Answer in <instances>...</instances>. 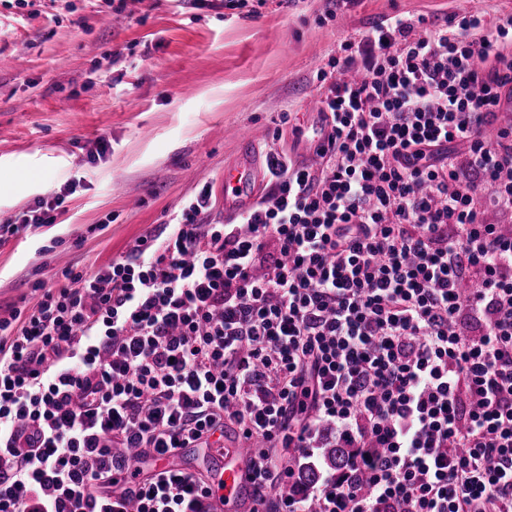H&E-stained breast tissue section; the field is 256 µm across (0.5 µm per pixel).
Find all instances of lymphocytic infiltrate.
Wrapping results in <instances>:
<instances>
[{
  "label": "lymphocytic infiltrate",
  "instance_id": "f902f5d3",
  "mask_svg": "<svg viewBox=\"0 0 512 512\" xmlns=\"http://www.w3.org/2000/svg\"><path fill=\"white\" fill-rule=\"evenodd\" d=\"M318 69L330 149L0 317V512H216L160 469L254 449L275 512H512V13L394 14ZM344 469L296 486L277 448ZM152 458L150 474L123 451Z\"/></svg>",
  "mask_w": 512,
  "mask_h": 512
}]
</instances>
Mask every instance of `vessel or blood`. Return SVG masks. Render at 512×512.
<instances>
[{
    "label": "vessel or blood",
    "instance_id": "1",
    "mask_svg": "<svg viewBox=\"0 0 512 512\" xmlns=\"http://www.w3.org/2000/svg\"><path fill=\"white\" fill-rule=\"evenodd\" d=\"M332 129L328 125L314 126L310 135L305 136L300 150L295 154L297 165H305L329 143ZM254 140L244 136L239 160L224 170V220L233 222L248 212L255 204L260 185V155L253 149ZM214 489L224 495L225 502L231 503L241 497L253 494L248 469L234 466L217 470L214 475Z\"/></svg>",
    "mask_w": 512,
    "mask_h": 512
}]
</instances>
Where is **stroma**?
I'll list each match as a JSON object with an SVG mask.
<instances>
[{
    "mask_svg": "<svg viewBox=\"0 0 512 512\" xmlns=\"http://www.w3.org/2000/svg\"><path fill=\"white\" fill-rule=\"evenodd\" d=\"M0 0V225L77 187L53 224L0 244V317L91 271L217 185L251 132L294 156L318 124L316 72L392 11L445 19L512 0ZM287 123H280V113Z\"/></svg>",
    "mask_w": 512,
    "mask_h": 512,
    "instance_id": "stroma-1",
    "label": "stroma"
}]
</instances>
